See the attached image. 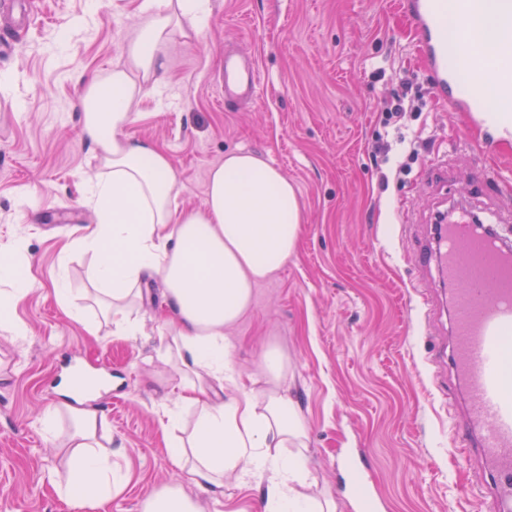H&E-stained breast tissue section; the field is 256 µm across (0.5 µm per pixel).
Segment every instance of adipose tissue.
I'll return each instance as SVG.
<instances>
[{
    "label": "adipose tissue",
    "instance_id": "obj_1",
    "mask_svg": "<svg viewBox=\"0 0 512 512\" xmlns=\"http://www.w3.org/2000/svg\"><path fill=\"white\" fill-rule=\"evenodd\" d=\"M209 12L210 0H158L134 27L124 62L85 85L83 132L100 153L101 173L86 196L96 223L77 245L94 256L88 277L111 309L117 334L141 330L128 301L137 296L142 273H155L165 286L183 379L177 400L160 397L157 410L173 425L179 406L200 407L192 434L170 450L174 465L191 459L186 481L211 497L223 496L229 476L255 484L264 490L265 512H336L335 502L306 493L313 479L301 450L305 424L289 394L288 359L278 346H267L262 356L265 390L199 403L206 381L237 385L225 331L250 308L255 288L297 248L303 213L294 185L260 156L232 151L211 169L203 208L185 209L176 202L168 155L126 132L140 96L165 80L167 44L184 29L199 31ZM25 251L19 239L0 254V332L16 338L25 331L10 310L33 286ZM69 413L76 443L69 480L59 493L80 506L103 504L124 484L98 439L107 419L74 406ZM183 482L153 492L142 512H199Z\"/></svg>",
    "mask_w": 512,
    "mask_h": 512
}]
</instances>
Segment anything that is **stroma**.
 I'll use <instances>...</instances> for the list:
<instances>
[{"label": "stroma", "instance_id": "stroma-1", "mask_svg": "<svg viewBox=\"0 0 512 512\" xmlns=\"http://www.w3.org/2000/svg\"><path fill=\"white\" fill-rule=\"evenodd\" d=\"M143 2L0 0V74L9 79L0 91V250L25 239L36 283L14 309L25 340L0 333V512H77L55 488L68 476L74 432L58 391L67 369L112 379L82 402L105 413L112 461L126 475L101 512H140L174 475L169 444L197 420V408H186L174 432L156 412L160 392L177 396L181 379L166 354L172 329L160 282L139 284L143 334L115 335L87 276L91 256L74 246L94 225L84 201L100 167L79 99L122 62ZM233 47L260 73L240 105L224 101V52ZM166 53V80L136 105L128 132L169 155L178 205L202 207L211 168L239 149L298 191L297 249L256 287L229 337L246 391L264 386L268 345L287 356L312 494L359 512L337 471L354 453L378 512H486L472 490H489L492 473L450 451V423L469 404L441 359L451 294L427 288L414 257L443 201L512 208V184L472 191L478 167L512 175V141L471 153L483 135L434 94L397 0H211L200 33L175 37ZM402 95L405 112L385 124L384 105ZM380 140L388 150L377 158ZM437 157L448 175L419 193L423 163ZM405 207L414 223H400ZM51 407L59 415L48 435L38 421ZM196 500L200 512H264L261 491L231 477L223 498Z\"/></svg>", "mask_w": 512, "mask_h": 512}]
</instances>
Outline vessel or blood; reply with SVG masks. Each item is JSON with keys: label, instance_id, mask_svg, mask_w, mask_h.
Segmentation results:
<instances>
[{"label": "vessel or blood", "instance_id": "1", "mask_svg": "<svg viewBox=\"0 0 512 512\" xmlns=\"http://www.w3.org/2000/svg\"><path fill=\"white\" fill-rule=\"evenodd\" d=\"M414 40L426 58L433 88L447 97L449 88L473 82V57L482 38L479 21L485 0H403ZM496 39L512 50V0H498ZM498 96L506 105L496 116L498 126H512V63L495 59ZM253 65L228 55L224 58V93L249 95L255 85ZM474 125L486 128L490 110L483 97L457 99ZM501 223L498 212L462 209L442 224L430 247L417 253L416 263L434 274L435 287L453 290L449 365L471 401L465 423L456 428L457 447L476 449L490 463L494 477L493 512H512V376L503 363L512 358V251L501 233L486 234L478 221Z\"/></svg>", "mask_w": 512, "mask_h": 512}]
</instances>
